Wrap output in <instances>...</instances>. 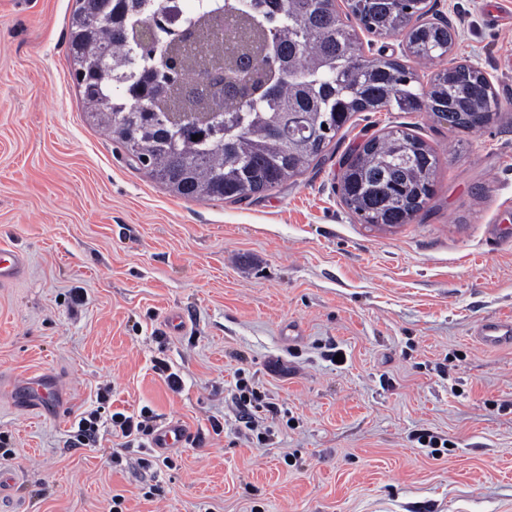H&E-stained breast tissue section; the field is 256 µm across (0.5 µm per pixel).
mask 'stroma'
<instances>
[{"mask_svg": "<svg viewBox=\"0 0 512 512\" xmlns=\"http://www.w3.org/2000/svg\"><path fill=\"white\" fill-rule=\"evenodd\" d=\"M512 0H440L443 66L480 68L502 119L472 133L426 112H360L324 160L242 203L187 199L94 125L69 76L76 0H0V512H512ZM399 128L440 157L398 227L341 199L350 147ZM179 313L185 328L168 331ZM343 354L334 362L331 349ZM181 378L172 389L167 373ZM271 405L242 421L237 380ZM49 381L52 402L28 403ZM112 393L99 403L104 386ZM149 407L189 443L124 447L81 413ZM425 430L450 447L431 453ZM24 268V257L21 253L0 250V282L16 279ZM475 341L483 347L512 344V318H485L478 321L473 330ZM100 416L97 410L85 411L77 421V430L70 438L73 446H86L94 442L99 431Z\"/></svg>", "mask_w": 512, "mask_h": 512, "instance_id": "1", "label": "stroma"}]
</instances>
